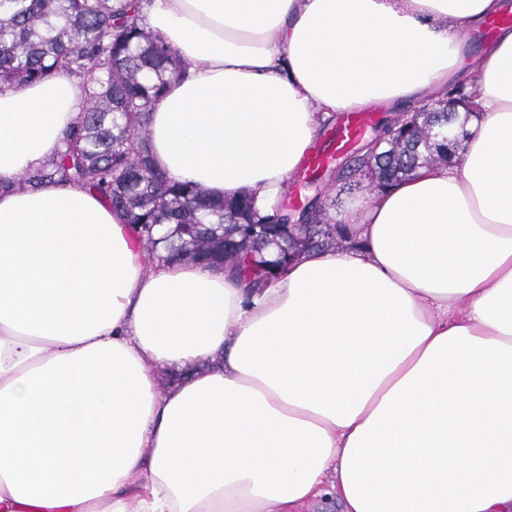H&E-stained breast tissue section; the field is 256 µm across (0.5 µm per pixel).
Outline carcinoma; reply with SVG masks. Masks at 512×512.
Returning <instances> with one entry per match:
<instances>
[{
    "label": "carcinoma",
    "instance_id": "1",
    "mask_svg": "<svg viewBox=\"0 0 512 512\" xmlns=\"http://www.w3.org/2000/svg\"><path fill=\"white\" fill-rule=\"evenodd\" d=\"M150 0H0V90L68 76L80 81L85 106L66 132L62 147L39 166L1 184L4 191L38 189L48 184L78 185L118 209L134 225L139 241L162 263L219 264L259 288L269 260L258 255L248 229L260 223L254 197L235 192L213 200L199 187L170 179L154 164L149 150V115L168 82L185 67L163 36L150 29ZM448 124V113L434 112L418 138L431 140L444 159L448 143L430 139L431 128ZM385 166L369 143L357 142L347 154L374 175L381 188L411 176L420 153L397 136L384 141ZM312 225L301 250L326 249L336 238L317 234L329 224L328 208L293 205L283 197L277 221L265 225L271 237L287 228L288 210Z\"/></svg>",
    "mask_w": 512,
    "mask_h": 512
}]
</instances>
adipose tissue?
I'll return each mask as SVG.
<instances>
[{
  "label": "adipose tissue",
  "mask_w": 512,
  "mask_h": 512,
  "mask_svg": "<svg viewBox=\"0 0 512 512\" xmlns=\"http://www.w3.org/2000/svg\"><path fill=\"white\" fill-rule=\"evenodd\" d=\"M512 0H152L187 71L150 116L170 178L267 212L322 120L478 78L431 164L265 287L150 260L76 185L0 193V512H512ZM85 104L0 92V182ZM165 365L195 371L162 392Z\"/></svg>",
  "instance_id": "obj_1"
}]
</instances>
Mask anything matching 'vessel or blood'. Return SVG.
I'll list each match as a JSON object with an SVG mask.
<instances>
[{
	"instance_id": "b4317fda",
	"label": "vessel or blood",
	"mask_w": 512,
	"mask_h": 512,
	"mask_svg": "<svg viewBox=\"0 0 512 512\" xmlns=\"http://www.w3.org/2000/svg\"><path fill=\"white\" fill-rule=\"evenodd\" d=\"M372 120L373 116L368 112L348 113L336 130L314 143L305 158L302 169L296 174L297 185L291 190L292 196H299L301 183L316 179L323 166L347 151L365 133Z\"/></svg>"
}]
</instances>
